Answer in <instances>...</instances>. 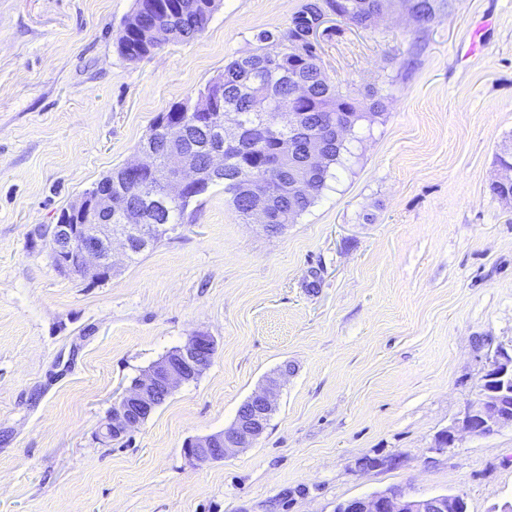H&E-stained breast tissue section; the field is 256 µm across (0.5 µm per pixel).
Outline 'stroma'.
<instances>
[{"instance_id": "1", "label": "stroma", "mask_w": 512, "mask_h": 512, "mask_svg": "<svg viewBox=\"0 0 512 512\" xmlns=\"http://www.w3.org/2000/svg\"><path fill=\"white\" fill-rule=\"evenodd\" d=\"M301 3L219 0L196 39L131 61L115 39L135 0H0V512H335L391 487L512 504L511 427L433 450L512 343V203L489 189L512 145V0L328 22L323 67L365 117L280 234L219 185L101 283L31 240ZM199 331L210 367L101 441L131 381ZM284 366L256 443L188 457Z\"/></svg>"}]
</instances>
